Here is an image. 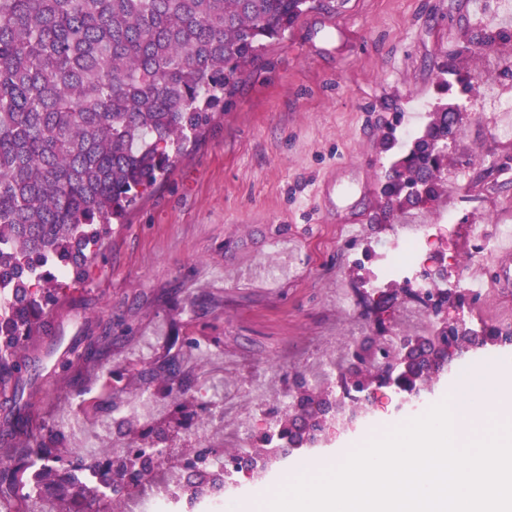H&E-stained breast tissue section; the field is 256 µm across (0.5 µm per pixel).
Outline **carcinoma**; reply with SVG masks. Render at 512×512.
I'll return each instance as SVG.
<instances>
[{"mask_svg":"<svg viewBox=\"0 0 512 512\" xmlns=\"http://www.w3.org/2000/svg\"><path fill=\"white\" fill-rule=\"evenodd\" d=\"M328 0H0V391L19 373L28 338L44 316L47 295L70 281L86 279L98 252L144 192L161 182L210 123L213 110L236 88L243 71L271 40L284 36L308 9ZM492 36L474 33L468 46L439 68L438 86L467 95L471 81L455 60L476 54ZM461 133L448 105L435 108L408 149L392 157L380 192L390 212L425 207L447 191L448 154L440 140ZM451 290L428 285L427 305L439 309ZM427 351L398 346L378 365L382 344L351 346L343 373L346 387L362 392L385 380L388 367L408 357L418 392L436 379L440 353L488 344H512V326H485L469 335L436 326L424 339ZM98 340L73 341L77 358H90ZM142 374L161 377L169 391L188 390L178 361ZM288 405L275 415L273 433H263L250 451L257 472L266 470V448L297 444L288 414L315 418L332 400L329 388L299 376ZM45 425L18 416L0 441V497L30 508L35 492L51 481L70 512H112L114 490L129 501L158 485L154 465L128 478L125 456L104 447L90 460L76 448L52 454ZM223 480L191 483L196 501Z\"/></svg>","mask_w":512,"mask_h":512,"instance_id":"obj_1","label":"carcinoma"}]
</instances>
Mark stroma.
<instances>
[{"label": "stroma", "mask_w": 512, "mask_h": 512, "mask_svg": "<svg viewBox=\"0 0 512 512\" xmlns=\"http://www.w3.org/2000/svg\"><path fill=\"white\" fill-rule=\"evenodd\" d=\"M502 29L512 30V0H336L332 11H307L247 68L173 173L114 225L90 277L51 306L26 356H42L55 336L108 327L113 340L67 370L22 378L17 400L0 394V431L28 412L46 427L62 425L61 436H46L49 447L72 449L82 434L148 446L162 425L177 453L201 448L195 432L207 423L217 443L231 446L241 420L265 418L257 387L283 392L310 361L340 354V340L375 335L368 306L384 291L362 281L378 276L377 255L405 219L370 225L389 165L384 124L401 112L396 135L409 145L441 98L438 64L480 30L495 40L462 62L475 89L448 150L447 196L419 212L423 224L446 213L453 221L419 266L443 268L451 287L481 269L487 292L463 307L468 327L512 319V257L477 263L468 234L472 224L512 225V137L498 135L490 103L512 100V76L503 73L512 40L497 39ZM352 215L365 226L351 245L343 225ZM340 289L366 296L367 306L344 312ZM171 358L189 385L178 400L162 379L140 376ZM378 396L385 408L293 451L266 486L281 484L297 458L336 455L380 420L408 415L395 393ZM139 398L154 407L153 421L117 426L114 410Z\"/></svg>", "instance_id": "stroma-1"}]
</instances>
